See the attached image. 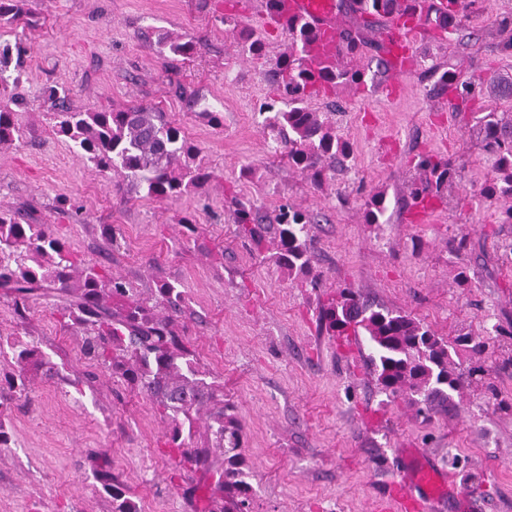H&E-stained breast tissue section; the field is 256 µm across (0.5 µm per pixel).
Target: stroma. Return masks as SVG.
I'll list each match as a JSON object with an SVG mask.
<instances>
[{
  "mask_svg": "<svg viewBox=\"0 0 512 512\" xmlns=\"http://www.w3.org/2000/svg\"><path fill=\"white\" fill-rule=\"evenodd\" d=\"M266 0H26L32 24L0 23L1 43H21L20 120L29 134L0 149V210H25L49 223L72 258L150 296L158 279L186 292V344L224 384L244 428L252 475L251 512H378L405 448L451 478L455 496L438 512H512V411L496 409L494 385L512 399V336L496 339L483 380L454 393V409L420 416L407 399L376 385L366 342L329 335L318 309L351 285L364 301L410 313L438 335L484 336L512 326V224L503 201L475 198L493 174L477 145L475 117L511 105L489 95L454 111V95L435 92L430 65L454 69L474 87L512 76L502 44L512 28V0H475L466 25L443 40L420 34L417 61L388 98L378 68L388 19L366 27L370 41L356 65L373 64L361 90L341 85L308 106L353 146V156L314 185L289 166L269 135L260 107L284 109L274 70L288 37L264 24ZM252 29L261 57L242 48ZM195 41L189 59L168 66L159 37ZM68 91L77 112L154 105L200 150L205 179L178 200L146 198L120 175L100 173L52 128L46 86ZM197 107H190V100ZM223 113L207 123L199 108ZM448 159L459 187L427 220L412 221L407 188L419 179L416 159ZM385 192L383 223L363 221L365 202ZM253 205L262 224L281 207L312 213L308 234L319 287L252 253L238 232L236 201ZM112 225L116 240L102 236ZM468 235L466 252L452 239ZM466 282H458L459 270ZM57 298H37L25 317L0 295V340L38 347L58 374L31 378L24 394L0 408L11 435L0 448V512H112L99 469L110 470L139 512H196L187 494L205 486L200 473L164 454L165 422L155 406L103 365L86 358L77 328Z\"/></svg>",
  "mask_w": 512,
  "mask_h": 512,
  "instance_id": "stroma-1",
  "label": "stroma"
}]
</instances>
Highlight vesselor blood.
<instances>
[{"label": "vessel or blood", "instance_id": "vessel-or-blood-1", "mask_svg": "<svg viewBox=\"0 0 512 512\" xmlns=\"http://www.w3.org/2000/svg\"><path fill=\"white\" fill-rule=\"evenodd\" d=\"M295 19L306 20L314 27L323 52L337 53L340 47L339 0H281L279 10L268 17L270 24L280 30ZM417 30L416 16L406 12L397 15L384 34L387 60L398 59L404 67H412L416 59L413 36ZM395 483L401 491L402 512H418L422 503H438L455 490L454 485L447 483L429 464L417 461L399 471Z\"/></svg>", "mask_w": 512, "mask_h": 512}]
</instances>
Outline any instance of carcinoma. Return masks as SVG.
Segmentation results:
<instances>
[{
    "label": "carcinoma",
    "mask_w": 512,
    "mask_h": 512,
    "mask_svg": "<svg viewBox=\"0 0 512 512\" xmlns=\"http://www.w3.org/2000/svg\"><path fill=\"white\" fill-rule=\"evenodd\" d=\"M23 2L0 0V20L28 23ZM457 2L447 0L448 10L444 11L438 0H354L367 26L372 18L411 11L427 31L440 35L458 30L472 8L471 0H466L459 12ZM287 33L288 43L276 63L287 109L268 117L266 127L288 146V164L318 184L338 159L350 157L352 146L320 113L312 111L307 101L333 92L340 84L354 88L365 84L366 69L341 64L360 54L362 41L344 35L338 57L318 62L312 56L317 33L311 25L303 20L293 22ZM241 40L250 55H263L265 44L260 37L244 30ZM162 45L171 62L196 51L190 39L164 37ZM436 72L439 90L473 94L467 84L459 82L454 70L438 68ZM21 83L18 74L12 79V92H0L1 148L20 145L27 135L16 111L23 104ZM485 90L512 104V78H493ZM65 94L60 86L46 90L48 99L58 104V111L52 113L53 130L72 142L97 171L119 172L156 200L179 199L199 185L204 177L200 149L164 112L147 106L118 112H76L64 108ZM477 134L482 150L494 159L495 172L477 194L510 202L505 222L511 224L512 115L486 113L479 118ZM417 168L424 177L408 187L412 204L439 198L443 189L453 187L448 162L426 155ZM386 211V194H373L365 203V223H381ZM237 219L239 231L257 254L264 253L272 229L276 240L272 259L290 273L311 271L307 225L314 222L313 215L287 207L280 211L276 224H257L252 207L241 202ZM46 290L61 296L65 315L83 332L85 353L157 407L167 422L164 437L174 463L211 476L213 488L202 512H250L253 488L244 468L243 428L233 414V405L224 400V385L200 369L195 353L184 342L179 322L181 286L162 281L151 297L142 298L126 282L102 275L95 265L70 260L52 225L31 224L19 210H1L0 293L11 299L15 313L22 317L29 302ZM318 321L333 336L365 332L372 348L369 360L381 390L390 397H410L425 418L437 407L452 403L453 393L467 380L485 375L487 342L468 333L456 338V345L475 358L468 369H461L452 359L451 344L428 325L400 310L366 306L351 286L339 289L337 297L320 307ZM11 363V371L0 372V399L7 389L26 391L33 375H57L37 347L20 341L12 344ZM202 418L205 433L199 436ZM213 448L223 455L219 463L211 458ZM99 480L112 497V512H138L110 471L100 470Z\"/></svg>",
    "instance_id": "obj_1"
}]
</instances>
